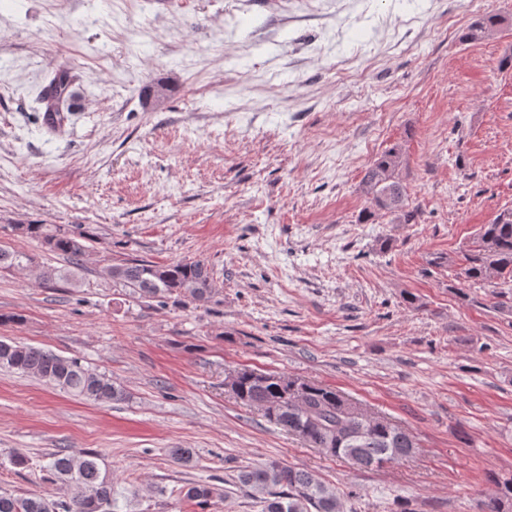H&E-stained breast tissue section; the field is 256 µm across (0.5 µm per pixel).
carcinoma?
Here are the masks:
<instances>
[{
  "mask_svg": "<svg viewBox=\"0 0 512 512\" xmlns=\"http://www.w3.org/2000/svg\"><path fill=\"white\" fill-rule=\"evenodd\" d=\"M505 23L498 14L474 21L463 40L476 42L496 32ZM404 158L394 145L366 169L363 185L376 207L394 216L398 224L415 223L406 190L399 179ZM23 234L42 238L50 250L79 266L85 255L81 225L67 233H48L42 224H27ZM464 280L484 281L494 276L512 277V209L500 211L481 227L463 255ZM115 282L144 298H164L175 292L207 299L213 288L208 267L200 261L157 265L134 263L112 270ZM27 373L67 393L97 401L125 398L124 390L106 375L35 347L0 340V369ZM232 394L242 404L254 407L284 432L303 439L323 454L347 458L364 469L412 456L417 443L406 429L390 420L368 414L338 391L276 372L241 368L236 372ZM52 476L72 486L69 499L18 497L0 492V512H110L112 476L102 459L90 452L55 454L49 468ZM239 488L260 500L264 512H341L335 490L309 473L284 462L270 460L237 476ZM183 497L206 506L217 495L214 488L191 483L181 489ZM482 512H512V479L498 484V492L484 502Z\"/></svg>",
  "mask_w": 512,
  "mask_h": 512,
  "instance_id": "obj_1",
  "label": "carcinoma"
}]
</instances>
